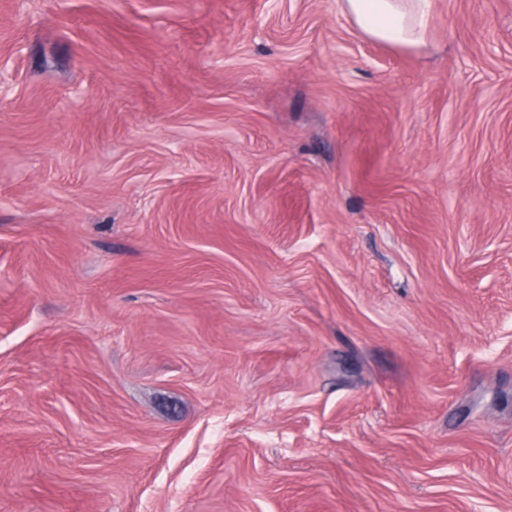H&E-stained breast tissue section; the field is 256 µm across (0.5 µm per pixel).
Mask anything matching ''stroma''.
<instances>
[{
    "mask_svg": "<svg viewBox=\"0 0 512 512\" xmlns=\"http://www.w3.org/2000/svg\"><path fill=\"white\" fill-rule=\"evenodd\" d=\"M0 512H512V0H0ZM429 0H344V11L371 39L405 48L426 44Z\"/></svg>",
    "mask_w": 512,
    "mask_h": 512,
    "instance_id": "35a3bbf8",
    "label": "stroma"
}]
</instances>
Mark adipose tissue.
<instances>
[{"mask_svg": "<svg viewBox=\"0 0 512 512\" xmlns=\"http://www.w3.org/2000/svg\"><path fill=\"white\" fill-rule=\"evenodd\" d=\"M343 7L371 39L405 48L426 43L429 0H343Z\"/></svg>", "mask_w": 512, "mask_h": 512, "instance_id": "1", "label": "adipose tissue"}]
</instances>
